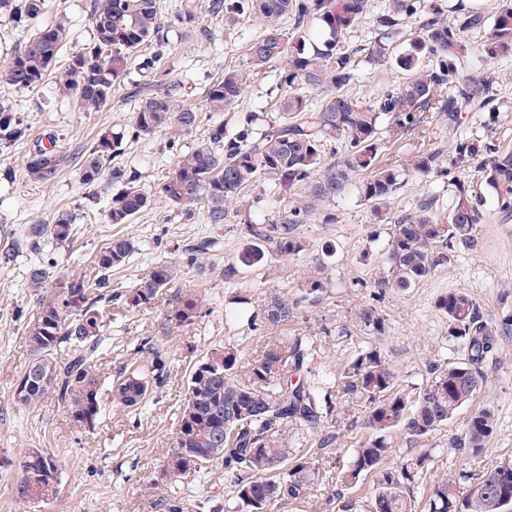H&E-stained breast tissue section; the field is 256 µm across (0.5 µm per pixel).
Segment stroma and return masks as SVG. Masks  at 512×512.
I'll use <instances>...</instances> for the list:
<instances>
[{"label":"stroma","instance_id":"1","mask_svg":"<svg viewBox=\"0 0 512 512\" xmlns=\"http://www.w3.org/2000/svg\"><path fill=\"white\" fill-rule=\"evenodd\" d=\"M88 0H53L52 12L65 15L71 36L65 53L75 52L91 35ZM210 37L203 41H180L165 66L171 78L182 83L184 103L199 105L207 84L234 68L244 72L247 83L236 106L224 115L235 123L239 116L254 112L270 122L280 121L278 79L280 64L252 68L249 45L262 33L259 22L236 27L223 20L209 22ZM472 54L466 75L490 79L493 109L461 112L456 117L431 111L414 130L379 142L384 163L395 166L401 183L382 215H375L357 189L311 214L299 232L305 249L299 256L284 259L268 253L263 265H239L237 255L246 243V225L273 220L280 205L300 202L290 191L285 202L273 197L268 180H258L245 197L232 201L230 221L218 226L207 223L204 211L191 222H183L156 189L170 172L176 157L166 136L130 140L116 157L117 165L135 171L141 185L153 192L151 209L128 224L106 220L108 185L91 188L83 184L77 152L89 146L105 128H124L134 109L125 88H117L112 102L100 112L75 111L71 100L60 96L52 82L32 92L13 90L0 83V98L10 100L29 127L30 138L0 148V512H19L14 486L19 478L16 460L29 448L54 454L58 465L59 492L34 512H165L154 489L155 483L173 485L164 470V456L175 440L176 410L186 392L191 366L214 348L237 344L252 337L247 320L257 314L267 292L274 288L300 298L308 276L321 271L327 291L319 302L302 301L297 318L282 324L291 336L316 337L321 346L318 367L333 376L346 364L361 334L356 329L361 311L372 308L386 320L387 329L379 346L397 372L400 387L412 389L425 382L431 364L452 357L445 318L434 308L435 298L448 289L467 291L485 314L512 312V218H504L490 188L475 163H456L462 144L482 146L491 141L512 148V55L487 60L483 50L485 31L468 35ZM389 63L376 65L360 59L353 94L372 101L386 87L405 80L393 59L404 49L403 40L388 43ZM64 134L66 160L52 189L27 182L24 176L35 138ZM437 150L442 154L441 172L416 174L412 162L417 155ZM479 201L483 214L473 238L454 245L449 261L437 266L416 288L406 292L374 294L373 281L383 272L385 247L401 216L432 203V216L446 221L459 190ZM75 216L71 241L47 244L39 251L10 250L14 238L32 225L44 224L58 213ZM335 223H328V215ZM212 236L220 245L203 268H189L176 288L159 294L144 308L131 309L113 302L105 310V338L95 371L103 386H110L134 355L142 341H151L166 359L164 385L146 408L130 415L103 412L97 426L89 429L74 421L54 397H47L33 411L18 408L11 391L32 356L26 329L37 315L36 298L24 271L29 263L55 266L66 277L79 272L86 278L97 273L96 256L110 239L125 237L137 249L126 266L113 270L112 287L131 288L155 260H177L194 239ZM236 266L234 279L224 277L227 266ZM196 297L205 318L199 326L182 327L170 319L177 296ZM487 381L477 405L494 409L497 427L481 458L474 459L452 448L462 433L469 410H461L446 426L424 442L409 441L394 434V460H402L420 448L432 452V478L474 470L512 457V335L501 337L495 355L484 365ZM368 433L356 412L334 408L321 428L296 440L297 449L315 453L321 472L336 473L351 460ZM229 484L223 469H213L208 480L190 483L183 491L185 512H225Z\"/></svg>","mask_w":512,"mask_h":512}]
</instances>
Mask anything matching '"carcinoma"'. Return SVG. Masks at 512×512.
I'll list each match as a JSON object with an SVG mask.
<instances>
[{
  "label": "carcinoma",
  "mask_w": 512,
  "mask_h": 512,
  "mask_svg": "<svg viewBox=\"0 0 512 512\" xmlns=\"http://www.w3.org/2000/svg\"><path fill=\"white\" fill-rule=\"evenodd\" d=\"M50 0H0V20L20 31L23 44L0 59V80L17 91L32 92L47 80L73 99L79 112H98L112 102V90L136 71L138 79L127 86L137 100L128 128L102 131L81 158L83 183L96 186L106 179L115 187L106 218L111 224H126L150 209L152 198L137 184L132 170L112 165L126 138L138 139L157 133L168 136L169 146L190 135L203 120V113L222 114L239 101L246 76L226 69L205 92L199 107L184 105L180 85L169 79L164 60L174 51L168 34L179 32L207 35L205 19H224L227 25L258 20L263 34L249 46L254 68L283 63L279 85L283 90L276 125H257L249 113L233 128L224 121L209 124L207 135L186 152H179L173 169L160 184L161 193L181 219L206 213L210 224L228 222L227 204L238 198L257 178L265 176L277 195L293 189L302 192V202L285 207L277 219L246 225L247 243L238 263H261L270 248L282 258H292L305 249L298 226L306 223L317 206L342 196L359 173V193L375 212L387 205L398 189L399 171L377 161L379 135L386 130L397 136L422 122V113L439 106L444 112H478L491 99L482 80L462 79L469 57L467 36L488 27L484 51L488 58L512 54V3L507 0L491 24L477 8L460 9L452 19L437 7L421 0H387L375 23L383 39L368 48L366 58L381 63L386 59L385 39L403 34L404 20L421 15L419 32L396 65L411 77L384 91L369 103L350 93L358 80L360 49L346 43L347 33L366 19L367 0H205L204 10L184 9L169 16L160 14L158 0H89L92 23L90 41L60 66L58 58L68 37L63 19L45 21ZM292 18L287 34L281 20ZM151 51L142 53L146 45ZM454 87L451 97L442 96ZM320 93L312 103L307 91ZM28 126L14 108L0 100V146L27 136ZM37 144L25 165L28 182L48 188L56 182L62 164L57 144ZM338 143L343 148L333 165L323 164L324 147ZM485 155L480 167L486 185L495 196L499 212L512 217V150L493 142L478 149L462 146L460 158ZM439 165L431 152L415 158L412 169L429 174ZM478 203L460 193L440 224L421 211L398 220L387 241V267L374 281L377 294L389 290L406 292L426 279L448 259L455 242L469 241L481 223ZM74 216L61 213L50 224L30 229V246L41 245L49 236L63 243L73 237ZM217 241L203 237L184 251V260H158L136 284L124 293L110 288L112 270L126 264L135 252L128 238L116 237L96 258L97 277L68 281L65 294L46 296L42 290L55 277L54 266L34 265L26 281L38 293L36 320L26 341L33 360L24 370L30 385L25 395L13 396L15 403L33 410L54 395L66 405L73 419L89 428L96 426L104 408L102 384L93 371L104 340L103 309L121 300L133 309L151 303L162 291L181 279L184 267H200L215 251ZM326 291L315 275L305 282L304 299L317 302ZM299 302L274 290L266 295L262 309L263 327L274 329L295 317ZM434 308L447 321L448 340L461 351L454 361L430 367L426 382L411 390L401 389L397 375L378 346L386 321L374 310L359 314L357 327L367 342L335 375L327 386L314 357L319 348L313 339L300 336H265L256 355L239 364L238 350L226 346L204 355L191 368L183 404L177 410V432L168 459L185 453L205 465L190 472L198 478L214 467L224 469L230 483L233 512H274L276 506L310 498L314 482L327 481L315 465L311 451L299 453L289 442L290 431L300 427L317 429L327 418L331 400L345 399L361 408L362 425L369 438L354 450L352 461L336 473L332 498L341 500L343 491L363 477L377 476L379 488L367 512H512V459L504 458L490 467L440 478L431 486L424 505L416 504L413 492L424 482L430 453L423 450L393 467L385 466L392 455L396 432L412 441L431 436L471 404L486 383L483 364L497 345V338L512 333V314L494 320L485 316L479 303L461 290L437 296ZM171 319L179 326L201 323L202 308L190 295L178 298ZM68 350L67 358L57 352ZM211 362L210 368L200 365ZM124 378L112 386L111 410L127 415L125 382L132 377L144 382L149 396L165 382L167 366L162 354L145 340L122 372ZM496 428L490 407L475 409L454 447L473 457L481 456ZM26 459L28 476L14 487L16 503L25 508L53 497L58 490V466L54 456L42 448H30Z\"/></svg>",
  "instance_id": "1"
}]
</instances>
